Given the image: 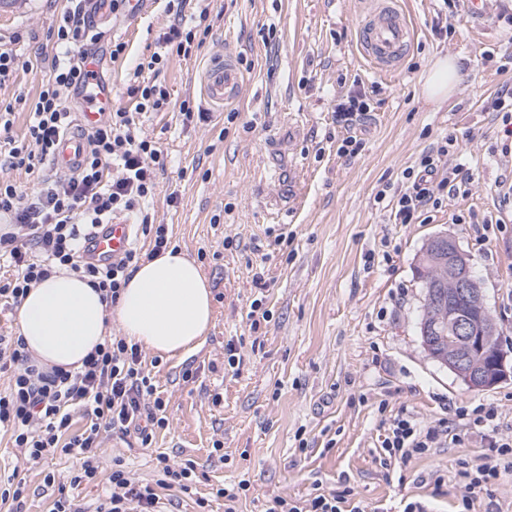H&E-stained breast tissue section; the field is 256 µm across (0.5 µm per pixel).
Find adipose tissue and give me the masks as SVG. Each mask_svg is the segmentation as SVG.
Segmentation results:
<instances>
[{
  "label": "adipose tissue",
  "mask_w": 512,
  "mask_h": 512,
  "mask_svg": "<svg viewBox=\"0 0 512 512\" xmlns=\"http://www.w3.org/2000/svg\"><path fill=\"white\" fill-rule=\"evenodd\" d=\"M461 68L459 58H437L422 83L424 99L449 100ZM212 317L210 283L180 249L142 262L117 304H107L86 279L62 271L30 288L17 313L18 334L31 358L70 371L82 367L111 325L128 340L173 357L201 344Z\"/></svg>",
  "instance_id": "obj_1"
}]
</instances>
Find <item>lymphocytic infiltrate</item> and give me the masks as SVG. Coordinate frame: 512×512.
<instances>
[{
	"mask_svg": "<svg viewBox=\"0 0 512 512\" xmlns=\"http://www.w3.org/2000/svg\"><path fill=\"white\" fill-rule=\"evenodd\" d=\"M185 5L186 0H176L174 21L159 40L186 57L193 44L205 43L209 32L185 14ZM52 37L50 54L41 58L47 78L30 105L26 135L23 140H11L7 154L0 156L1 169H22L38 177V189L30 198L13 181L0 179V218L10 226L0 234V260H7L12 269L0 279V303L19 306L31 286L67 269L87 277L113 304L139 263L164 253L172 239L168 225L156 223L148 211L157 174L166 168V155L158 141L142 135L141 116L173 110L187 125L209 120L210 115L193 97L171 99L167 88L156 81L167 58L152 53L137 63L127 87L133 110L113 108L104 122L88 131L89 150L80 171L64 176L47 172L58 141L74 121L67 96L94 90L96 74L87 69L86 60L96 54L105 34L94 24L86 0H68ZM447 154V143H437L417 166L406 169L407 186L395 208L398 223H415L429 208L438 206L445 190H457L465 182L460 169L441 172ZM112 166L117 173L111 177L107 170ZM127 213L138 214L148 247L130 248L122 258L106 264L85 260V244L97 227ZM0 372L10 375L7 388L0 390V430L9 432L13 446L28 462L58 453L79 459V469L68 477L72 486L97 483L96 450L104 433L137 435L146 448L156 431L168 424L166 404L144 366L141 349L123 337H106L80 370L70 372L38 368L23 351L21 338L0 336ZM78 415L85 424L75 434L71 427ZM472 423L496 433L491 455L481 464L458 461L452 470L438 469L429 476L438 486L451 473L464 487L454 512H475L474 491L492 496L497 480L512 474V436H500L497 411L477 410ZM448 430L447 422L428 425L403 411L389 421L381 448L388 462L400 467L445 447ZM155 469L157 483L143 484L130 477L122 461H115L107 478L108 493L95 512H158L157 487L188 494L198 479L193 463L178 465L163 453L156 455ZM268 512H364V508L354 503L347 488L319 492L301 503L276 496Z\"/></svg>",
	"mask_w": 512,
	"mask_h": 512,
	"instance_id": "obj_1",
	"label": "lymphocytic infiltrate"
}]
</instances>
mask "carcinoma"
Returning <instances> with one entry per match:
<instances>
[{
  "label": "carcinoma",
  "instance_id": "cac0c4a2",
  "mask_svg": "<svg viewBox=\"0 0 512 512\" xmlns=\"http://www.w3.org/2000/svg\"><path fill=\"white\" fill-rule=\"evenodd\" d=\"M448 261V248L435 246L421 251L419 261L414 269L415 276L425 291V299L420 320L419 332L429 333L428 339L422 343L432 345L430 356H435L448 349V345L464 354L466 345L459 341H448V311L464 315L470 318L476 329H485L487 336L483 341L493 349L499 348L498 330L494 318L489 309L479 312L461 302L448 306V292L453 287L448 283V278L440 273V263Z\"/></svg>",
  "mask_w": 512,
  "mask_h": 512
}]
</instances>
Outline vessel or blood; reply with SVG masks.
<instances>
[{"label":"vessel or blood","mask_w":512,"mask_h":512,"mask_svg":"<svg viewBox=\"0 0 512 512\" xmlns=\"http://www.w3.org/2000/svg\"><path fill=\"white\" fill-rule=\"evenodd\" d=\"M412 40V29L400 0H374L359 30L362 51L374 67L386 74L399 70ZM202 88L206 101L218 109L238 99L242 79L234 58L215 52L203 71ZM87 148L83 137L64 134L53 163L57 168L76 171ZM132 244L131 222L116 218L88 242V255L94 260L110 261L122 256Z\"/></svg>","instance_id":"vessel-or-blood-1"}]
</instances>
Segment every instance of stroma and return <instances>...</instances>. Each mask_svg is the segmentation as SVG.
<instances>
[{
  "instance_id": "stroma-1",
  "label": "stroma",
  "mask_w": 512,
  "mask_h": 512,
  "mask_svg": "<svg viewBox=\"0 0 512 512\" xmlns=\"http://www.w3.org/2000/svg\"><path fill=\"white\" fill-rule=\"evenodd\" d=\"M207 2L211 37L197 57H171L159 79L176 96H201L207 60L223 49L245 68L237 119L226 123L215 110L210 122L186 126L176 113L159 112L142 130L168 152L151 211L170 225L174 244L198 258L211 284L213 320L190 354L144 351L168 425L148 448L105 435L100 471L109 474L119 460L152 483L156 453L194 461V494L161 489L164 512H197L196 498L213 485L244 479L250 490L239 512H263L276 496L302 501L318 487L353 488L356 499L383 512H402L408 501L450 512L460 488L448 481L437 489L420 478L458 458L480 463L489 450L474 430H458L447 447L400 468L381 467L377 455L387 423L404 410L425 422H452L456 408H493L512 423V378L473 391L424 350V293L414 276L426 240L454 236L482 283L502 349L512 348V195L504 191L512 185V137L503 134V113L485 109L487 99L512 88V0H495L479 21L450 13L444 33L435 29L439 0H407L415 36L400 70L387 77L361 53L363 0ZM63 6L0 0V38L37 56ZM173 19L167 0H150L140 17L103 22L107 36L126 44L123 57L101 63L114 105L128 106L131 69L156 51ZM272 28L280 47L270 66L264 41ZM445 54L464 69L439 106L424 100L421 85ZM45 78L41 68L22 71L0 89V107L14 111L13 138L25 135L28 102ZM354 88L370 94L373 110L347 123L333 98ZM350 135L361 143L358 152L340 154ZM449 136L454 144L443 162L469 172L470 181L415 223H396L404 170ZM254 265L263 267L265 287L254 286ZM256 298L272 318L254 334L247 313ZM239 338L242 365L233 375L224 369V347ZM187 368L194 377L186 382ZM78 466L59 454L26 465L0 434V469L28 486L22 512H51L57 488L45 475L63 481Z\"/></svg>"
}]
</instances>
